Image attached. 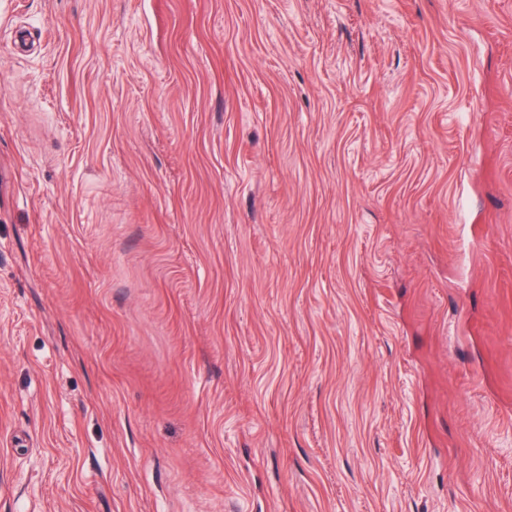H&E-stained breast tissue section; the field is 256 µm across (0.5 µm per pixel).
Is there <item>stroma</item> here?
Returning <instances> with one entry per match:
<instances>
[{
    "instance_id": "1",
    "label": "stroma",
    "mask_w": 512,
    "mask_h": 512,
    "mask_svg": "<svg viewBox=\"0 0 512 512\" xmlns=\"http://www.w3.org/2000/svg\"><path fill=\"white\" fill-rule=\"evenodd\" d=\"M0 512H512V0H0Z\"/></svg>"
}]
</instances>
